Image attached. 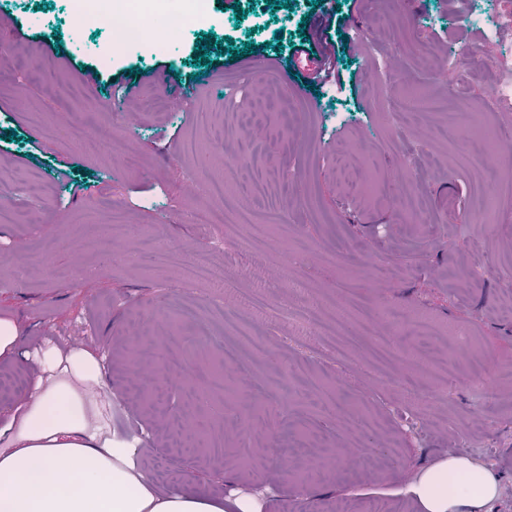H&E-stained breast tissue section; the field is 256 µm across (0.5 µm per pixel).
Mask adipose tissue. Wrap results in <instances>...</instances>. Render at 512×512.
<instances>
[{
    "label": "adipose tissue",
    "mask_w": 512,
    "mask_h": 512,
    "mask_svg": "<svg viewBox=\"0 0 512 512\" xmlns=\"http://www.w3.org/2000/svg\"><path fill=\"white\" fill-rule=\"evenodd\" d=\"M102 367L90 352L49 347L35 358L33 390L0 426V512H257L248 496L156 491L138 468L140 441L112 428ZM425 512H487L497 477L467 459L414 473Z\"/></svg>",
    "instance_id": "obj_1"
}]
</instances>
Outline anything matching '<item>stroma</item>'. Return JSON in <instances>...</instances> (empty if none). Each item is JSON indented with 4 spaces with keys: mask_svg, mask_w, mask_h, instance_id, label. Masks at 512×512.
Instances as JSON below:
<instances>
[{
    "mask_svg": "<svg viewBox=\"0 0 512 512\" xmlns=\"http://www.w3.org/2000/svg\"><path fill=\"white\" fill-rule=\"evenodd\" d=\"M290 3L210 0L209 28L111 53L108 29L73 28L69 0H0L14 62L0 80V320L19 331L17 356L0 358V424L32 390L29 354L79 346L103 361L113 428L144 433L136 463L160 492L259 489L262 512H419L409 475L457 456L500 477L489 512H512L499 286L512 228L473 221L507 194L512 155L491 154L494 181L465 160L472 115L512 129V110L480 109L496 46L471 0H395L422 50L402 60L409 84L386 87L379 0ZM211 34L232 49L196 65ZM247 42L267 45L259 58L279 82L251 81L228 107L227 77L259 59ZM322 54L331 73L309 87ZM42 56L53 70L36 68ZM156 68L185 89L183 111L143 80ZM63 86L77 94L58 112ZM410 87L441 106L402 128L388 99ZM191 141L200 155L185 154ZM208 179L224 180L223 200ZM413 184L420 214L394 203ZM239 210L250 223H235ZM149 237L164 250H146ZM186 306L212 347H192L188 327L175 342ZM388 307L402 325L380 318ZM475 359L474 383L462 368ZM216 369L234 401L212 393Z\"/></svg>",
    "mask_w": 512,
    "mask_h": 512,
    "instance_id": "1",
    "label": "stroma"
}]
</instances>
